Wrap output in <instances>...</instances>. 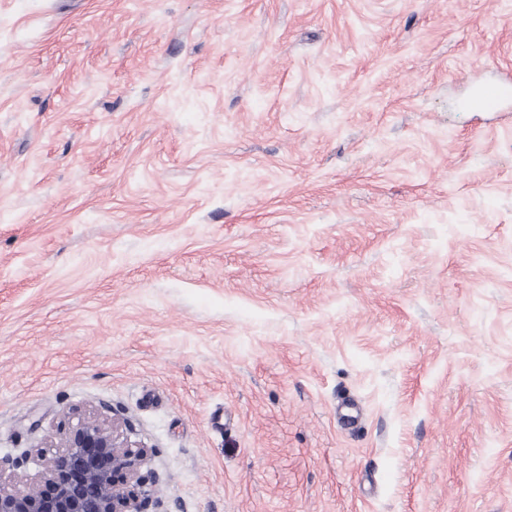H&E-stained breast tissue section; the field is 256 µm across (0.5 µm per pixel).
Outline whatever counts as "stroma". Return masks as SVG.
Masks as SVG:
<instances>
[{"label":"stroma","mask_w":512,"mask_h":512,"mask_svg":"<svg viewBox=\"0 0 512 512\" xmlns=\"http://www.w3.org/2000/svg\"><path fill=\"white\" fill-rule=\"evenodd\" d=\"M505 77L512 0H0V468L105 406L165 512H512ZM512 95V81L491 83L483 86L478 94L476 105L485 112L498 109L501 102Z\"/></svg>","instance_id":"1"}]
</instances>
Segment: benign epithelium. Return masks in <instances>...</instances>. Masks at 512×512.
Here are the masks:
<instances>
[{
    "label": "benign epithelium",
    "instance_id": "1",
    "mask_svg": "<svg viewBox=\"0 0 512 512\" xmlns=\"http://www.w3.org/2000/svg\"><path fill=\"white\" fill-rule=\"evenodd\" d=\"M150 454L117 440L115 427L98 411L78 413V421L50 461L45 490L0 488V512H149L162 502L144 491L159 483L154 470L141 473Z\"/></svg>",
    "mask_w": 512,
    "mask_h": 512
}]
</instances>
